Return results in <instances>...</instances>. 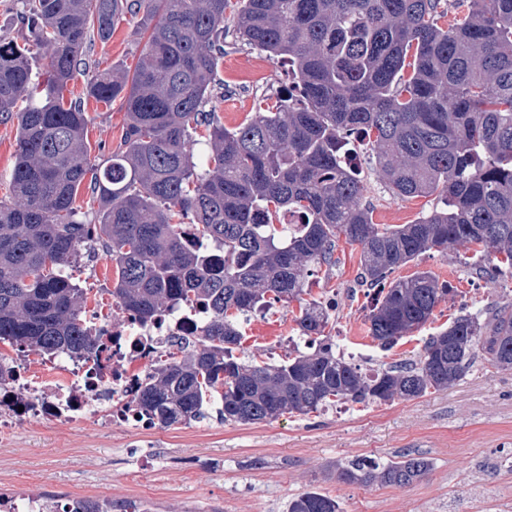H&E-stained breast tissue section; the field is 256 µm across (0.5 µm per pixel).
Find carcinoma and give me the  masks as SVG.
<instances>
[{
	"label": "carcinoma",
	"mask_w": 512,
	"mask_h": 512,
	"mask_svg": "<svg viewBox=\"0 0 512 512\" xmlns=\"http://www.w3.org/2000/svg\"><path fill=\"white\" fill-rule=\"evenodd\" d=\"M31 38L0 39V122L17 120L12 195L0 201V342L50 358L99 351L84 316L86 289L68 270L97 250L112 258L116 305L151 319L160 309L204 302L210 319L198 347L168 352L136 394L137 411L170 427L211 417L270 422L308 415L336 400H409L458 382L477 351L512 370V307L462 311L426 340L416 362L364 374L325 335L331 317L304 302L301 334L315 349L278 365L243 364L237 318L303 302L310 268L336 265L340 239L361 249V284L374 292L371 337L390 349L425 325L450 292L427 271L396 269L430 250L480 247L476 271L512 277V0H138L148 39L133 72L94 76L99 101L121 99V149L89 160V122L59 97L84 46L112 37L126 0H28ZM277 62L294 90L224 128L204 111L229 28ZM46 60L36 95L32 62ZM21 99L23 109L14 108ZM205 165L193 160L200 128ZM367 142L374 169L401 199L445 197L412 224L373 220L364 178L342 160ZM97 223L77 218L86 176ZM299 223L286 229L282 218ZM193 240L183 236L184 225ZM432 463L419 454L336 466L343 483L406 487ZM288 512H341L306 491Z\"/></svg>",
	"instance_id": "obj_1"
}]
</instances>
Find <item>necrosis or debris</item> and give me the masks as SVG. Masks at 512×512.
<instances>
[{"label":"necrosis or debris","mask_w":512,"mask_h":512,"mask_svg":"<svg viewBox=\"0 0 512 512\" xmlns=\"http://www.w3.org/2000/svg\"><path fill=\"white\" fill-rule=\"evenodd\" d=\"M210 318L204 305L191 314L167 309L150 322L115 309L112 318L96 324L100 352L96 359L49 361L35 373L21 356L0 364V435L27 422H76L94 415L105 427L142 426L132 400L148 382L175 338L194 343ZM85 498L61 500L36 495L26 500L0 493V512H84Z\"/></svg>","instance_id":"1"}]
</instances>
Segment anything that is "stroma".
Returning a JSON list of instances; mask_svg holds the SVG:
<instances>
[{
  "instance_id": "35a3bbf8",
  "label": "stroma",
  "mask_w": 512,
  "mask_h": 512,
  "mask_svg": "<svg viewBox=\"0 0 512 512\" xmlns=\"http://www.w3.org/2000/svg\"><path fill=\"white\" fill-rule=\"evenodd\" d=\"M147 35L138 18L121 17L108 41L91 39L83 51L85 69L64 92L83 102L92 160L115 152L126 126L120 102L104 104L89 93L92 76L134 66ZM208 105L225 128L254 112L257 97L280 95L288 67L266 53L227 37L224 60ZM357 155L364 176V200L378 224H410L443 207L432 195L399 199L373 170L369 149ZM332 272L309 279L312 298L332 304L326 329L340 351L362 372L415 359L430 334L448 326L460 309L489 311L512 304V279L490 283L472 268L473 246L422 254L417 264L395 272L404 278L430 271L451 292L421 330L382 350L368 332L370 299L357 285L358 247L340 244ZM87 290V312L112 316V263L98 253L73 271ZM299 302L277 304L244 324L246 340L238 356L281 362L306 351L297 325ZM404 453L428 458L433 468L408 487L344 484L333 472L355 458L382 461ZM0 487L25 495L105 491L113 500L139 496L154 512H287L289 500L317 489L340 502L343 512H512V371L480 360L459 383L411 400L367 406L342 401L307 416L287 414L257 424L209 418L150 432L125 425L105 429L96 416L77 423L30 422L0 436Z\"/></svg>"
}]
</instances>
